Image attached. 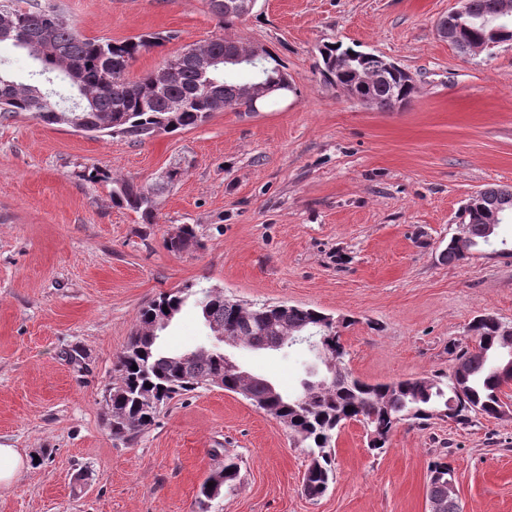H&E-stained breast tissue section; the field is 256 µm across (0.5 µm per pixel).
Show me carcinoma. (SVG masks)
<instances>
[{
	"instance_id": "carcinoma-1",
	"label": "carcinoma",
	"mask_w": 512,
	"mask_h": 512,
	"mask_svg": "<svg viewBox=\"0 0 512 512\" xmlns=\"http://www.w3.org/2000/svg\"><path fill=\"white\" fill-rule=\"evenodd\" d=\"M499 0H470L466 16L469 29L460 32L463 47L479 45L484 41L485 25L492 22ZM236 0H208L211 12L226 23L242 18L236 11ZM9 17L11 27L0 34V42L10 41L30 55L37 71L28 78L17 81L0 72V117L30 115L42 122L69 127L79 126L92 136L124 135L139 141L151 138L161 131L196 127L212 113L227 106H241L239 87L243 82L230 76L228 70L238 69L250 73L246 83L265 87H289L288 75L282 65L268 52H263L255 62H237L242 52L238 42L218 38L196 48L216 63L209 88L198 84L194 63L186 58L170 75L164 88L152 95L146 90L154 72L150 71L136 80L127 76V69L144 50L159 46L166 37L159 34L139 35L122 41L89 39L79 35L65 17L53 7L23 9L15 0L0 3V15ZM40 38L56 45L61 57H37L31 54L26 41ZM323 67L321 73L330 84L337 81L350 83L353 73L363 71L383 74L366 89H356L360 95L375 100L381 110L406 104L415 92L407 83L402 69L390 72L387 60L382 57L342 45H325L320 50ZM59 73L60 81L74 91L73 99L85 104L82 112H68L47 103L46 92L40 78ZM182 98L184 110L167 109V100ZM180 177L176 168L168 170L161 181L144 187L128 180L115 181L112 201L141 215L146 224L155 220L156 196ZM460 219L468 227L473 241L472 250L480 251L492 245L491 234L483 224V215L476 208H465ZM196 243L193 227L185 225L180 234L166 241L172 252H180ZM201 309L209 326L221 329L254 349H266L278 337L293 334L307 336L328 319V316L311 308L278 305L269 319L255 316L211 289L191 286L160 296L139 312L136 331L118 360V380L110 388L112 437L131 442L148 427L155 416L148 415L138 398L150 393L161 403L184 392L205 387L208 380L224 371V352L214 348L182 364L174 356L164 353L157 346L156 321L166 316L165 310L180 312L188 303ZM468 332L474 344L456 351L455 360L464 365L459 375L419 377L390 383H366L354 377L345 367L346 352L340 337L323 333L326 337L324 352L336 360V370L329 386L320 390L304 391L294 398L282 395L272 397L262 378H255L244 385L250 400L258 403L290 433L305 445L311 462L305 478V493L316 498L327 489L333 479L331 447L336 431L346 422L355 420L377 435L370 443L372 451L385 448L389 435L402 421L424 424L433 418L448 417V399L454 398L460 410L454 422L466 425L473 414L496 416L503 407L502 386L512 381V353L502 343L496 324L485 318L475 319ZM137 369H132V366ZM430 473L442 477L429 483L428 499L435 512H462L456 498L448 497V463L437 460L431 463Z\"/></svg>"
}]
</instances>
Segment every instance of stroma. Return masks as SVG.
<instances>
[{
	"instance_id": "obj_1",
	"label": "stroma",
	"mask_w": 512,
	"mask_h": 512,
	"mask_svg": "<svg viewBox=\"0 0 512 512\" xmlns=\"http://www.w3.org/2000/svg\"><path fill=\"white\" fill-rule=\"evenodd\" d=\"M24 4L58 8L88 38L170 34L131 64L133 79L227 37L267 49L292 89L141 142L0 119V445L31 462L0 487V512H201L200 486L228 455L238 477L208 512H428L441 455L462 512H512V417L405 421L380 452L346 423L335 477L312 499L306 449L242 395L175 397L131 443L112 438L104 402L138 310L189 284L331 315L347 369L371 383L449 374V347L469 345L477 316L512 326V258L443 257L463 202L512 185V42L459 53L436 31L455 0H257L228 26L207 0ZM331 43L396 63L414 97L382 111L343 95L320 74ZM175 167L155 223L113 204L114 180L149 185ZM93 168L109 181L88 179ZM186 224L197 244L169 251ZM213 342L190 305L160 338L173 353ZM74 347L83 366L66 357ZM229 355L290 397L323 368L304 343Z\"/></svg>"
}]
</instances>
